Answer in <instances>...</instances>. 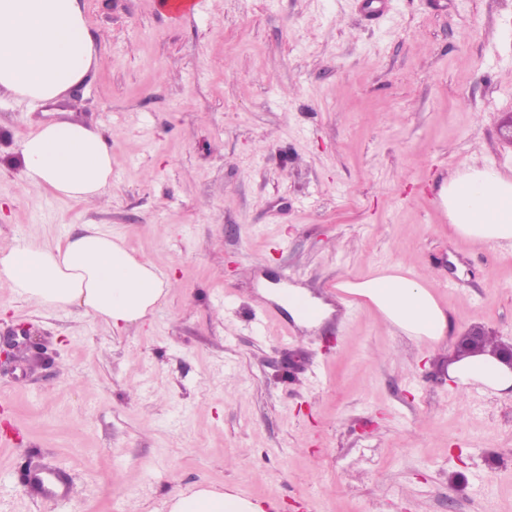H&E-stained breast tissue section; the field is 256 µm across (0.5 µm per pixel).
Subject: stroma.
<instances>
[{"label":"stroma","mask_w":512,"mask_h":512,"mask_svg":"<svg viewBox=\"0 0 512 512\" xmlns=\"http://www.w3.org/2000/svg\"><path fill=\"white\" fill-rule=\"evenodd\" d=\"M198 2L173 23L86 0L99 65L37 106L0 91V247L97 224L172 280L117 332L0 276V337L50 358L22 345L0 371V512H170L201 487L277 512H512V391L448 375L472 326L512 344V251L434 221L450 174L512 172V0H389L375 21L360 0ZM66 111L112 152L93 204L20 177V142ZM394 265L448 282L441 340L332 294ZM285 274L331 306L319 326L271 296Z\"/></svg>","instance_id":"obj_1"}]
</instances>
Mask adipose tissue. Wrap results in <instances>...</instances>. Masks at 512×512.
Wrapping results in <instances>:
<instances>
[{"label":"adipose tissue","mask_w":512,"mask_h":512,"mask_svg":"<svg viewBox=\"0 0 512 512\" xmlns=\"http://www.w3.org/2000/svg\"><path fill=\"white\" fill-rule=\"evenodd\" d=\"M84 14V0H0V88L38 103L82 81L99 58ZM19 154L24 183L62 198L91 201L112 182L106 137L74 120L39 125L21 143ZM440 197L457 236L512 249V177L472 167L452 177ZM0 276L18 296L56 308L79 307L118 331L149 321L169 287L155 266L95 224L50 246L24 241L0 248ZM345 288L406 335L437 341L445 334L446 315L438 300L403 268H386ZM448 374L462 388H512V368L490 355L454 362ZM171 512L265 509L202 488L177 497Z\"/></svg>","instance_id":"obj_1"}]
</instances>
